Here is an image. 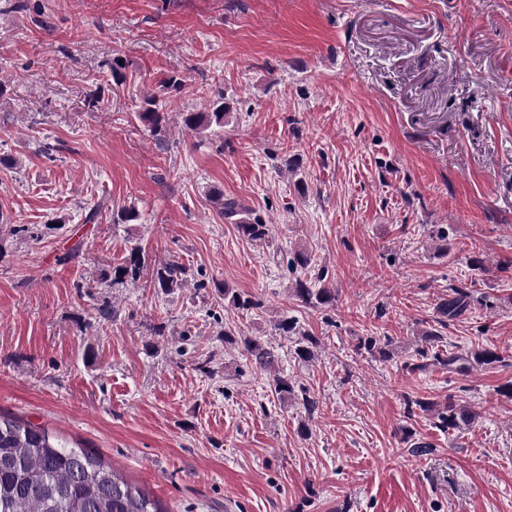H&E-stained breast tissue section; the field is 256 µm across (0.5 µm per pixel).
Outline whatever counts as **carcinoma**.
<instances>
[{
	"label": "carcinoma",
	"mask_w": 512,
	"mask_h": 512,
	"mask_svg": "<svg viewBox=\"0 0 512 512\" xmlns=\"http://www.w3.org/2000/svg\"><path fill=\"white\" fill-rule=\"evenodd\" d=\"M228 106L224 93L212 104L209 112L182 113L183 126L191 131H206L211 127L224 126ZM137 119L156 137L163 140L162 131L168 123L167 113L159 110L154 96H146L138 107ZM213 203L222 217L235 220L240 232L251 240H264L269 227L247 217L246 208L235 198L222 194L214 197ZM143 265L137 253L112 268V281L140 280ZM154 287L169 294L184 287L186 269L175 263H166L152 270ZM294 292L302 302L319 306L336 299L335 289L327 284V275L319 273L307 283L295 279ZM469 307V295L454 290V296L437 307L444 328L447 322L460 316ZM440 333L430 329L424 336V345L417 350L423 362L413 368L419 369L430 361L435 365L455 371L466 369L468 356L450 354L439 350ZM243 354L253 363L268 367L276 361L275 353L259 340L246 337L241 341ZM319 339L301 334L295 354L301 360H309ZM365 348L382 360L391 358L390 339L370 338ZM440 426L456 428L461 422L460 410L455 403L448 402L438 413ZM0 512H169L161 502L151 498L141 488L118 476L105 466L102 456L92 448L70 447L54 432L35 427L13 416L0 413Z\"/></svg>",
	"instance_id": "1"
}]
</instances>
